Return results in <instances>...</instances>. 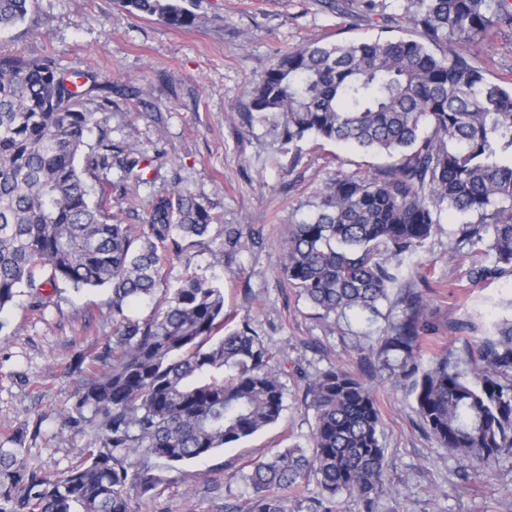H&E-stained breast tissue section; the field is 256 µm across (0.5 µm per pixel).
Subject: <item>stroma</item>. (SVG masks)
I'll return each instance as SVG.
<instances>
[{
  "mask_svg": "<svg viewBox=\"0 0 512 512\" xmlns=\"http://www.w3.org/2000/svg\"><path fill=\"white\" fill-rule=\"evenodd\" d=\"M346 0L347 13L325 0H192L201 22L178 29L152 16L134 17L118 0H33L26 23L0 33V48L27 57L49 56L65 71L90 70L99 81L126 80L132 89L96 111V143L108 128L113 143L144 156L162 155L138 185L112 169V204L125 223L143 225L151 198L179 187L206 201L215 217L205 246L167 254L162 274L168 287L197 274L224 287V309L246 318L281 361L285 409L279 421L212 455L178 466L157 500L141 512H224L244 505L243 479L250 460L290 445H307L314 425L304 403L308 379L342 364L360 375L380 404V441L387 482L379 512H512V453L472 470L450 455L422 424L410 382L397 373L369 372L391 321L402 314L405 294L418 278L402 279L374 320L354 313L323 316L282 274L288 227L309 220L326 183L341 176L381 173L388 157L341 143L309 139L283 145L278 118L246 123L249 91L289 51L320 40L375 37L382 24L407 27L409 0ZM470 53L487 79L512 76V28L474 43ZM464 216L443 212L442 223L414 260L432 288L427 312L441 326L424 360L453 350L464 360L466 342L512 320V275L472 285V257L456 249L451 232ZM236 229V247L224 244ZM105 289L60 286L44 311L26 294L0 313V444L22 428L39 427L29 441V468L54 477L77 463L86 441L60 434V413L70 403V369L78 354L91 353L112 333ZM471 323L458 334L452 324Z\"/></svg>",
  "mask_w": 512,
  "mask_h": 512,
  "instance_id": "stroma-1",
  "label": "stroma"
}]
</instances>
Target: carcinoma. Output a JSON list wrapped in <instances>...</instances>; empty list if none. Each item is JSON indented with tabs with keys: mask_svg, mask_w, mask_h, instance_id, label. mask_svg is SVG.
Returning <instances> with one entry per match:
<instances>
[{
	"mask_svg": "<svg viewBox=\"0 0 512 512\" xmlns=\"http://www.w3.org/2000/svg\"><path fill=\"white\" fill-rule=\"evenodd\" d=\"M32 0H0V32L26 21ZM130 14L191 29L186 0H119ZM409 35L311 42L283 55L249 93V112L281 118L284 144L315 138L396 158L382 177H339L320 191L315 216L289 225L282 273L323 314L380 315L407 262L441 223L443 209L478 220L457 229L474 257V284L512 274V78L489 81L466 48L512 28L509 0H409ZM98 108L126 94L119 82L70 74L48 57L0 50V313L25 287L42 311V289L109 290L112 335L71 368L63 429L87 438L83 459L58 478L24 462L27 431L0 444V512H139L177 466L213 454L278 422L284 410L279 360L244 318L229 327L224 290L198 275L161 287V251L198 246L214 216L179 188L152 202L147 226L124 224L107 204L117 166L140 180L139 152L100 131L86 142ZM148 302L152 314L133 315ZM377 352L383 367L411 379L428 433L469 463L512 451V321L428 364L421 352L438 324L423 294L403 298ZM314 425L309 445L250 463L246 512H293L314 477L316 512H341L344 496L377 512L385 478L380 405L342 365L306 384Z\"/></svg>",
	"mask_w": 512,
	"mask_h": 512,
	"instance_id": "1",
	"label": "carcinoma"
}]
</instances>
